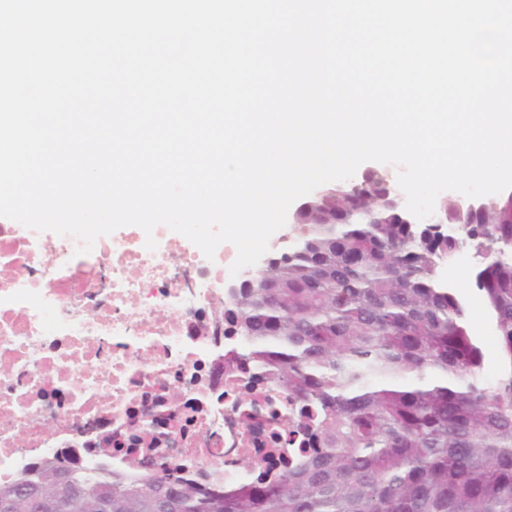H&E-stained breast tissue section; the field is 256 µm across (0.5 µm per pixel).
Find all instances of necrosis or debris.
Listing matches in <instances>:
<instances>
[{"label":"necrosis or debris","mask_w":512,"mask_h":512,"mask_svg":"<svg viewBox=\"0 0 512 512\" xmlns=\"http://www.w3.org/2000/svg\"><path fill=\"white\" fill-rule=\"evenodd\" d=\"M77 247L0 223V481L57 450L87 458L73 440L95 418L111 419L118 463L154 445L165 467L205 474L215 490L257 467L280 475L283 393L244 396L237 366L201 331L224 305L225 247L211 259L130 235Z\"/></svg>","instance_id":"4bbe7bcc"}]
</instances>
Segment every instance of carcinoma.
I'll list each match as a JSON object with an SVG mask.
<instances>
[{
  "label": "carcinoma",
  "instance_id": "1",
  "mask_svg": "<svg viewBox=\"0 0 512 512\" xmlns=\"http://www.w3.org/2000/svg\"><path fill=\"white\" fill-rule=\"evenodd\" d=\"M394 180L369 171L317 191L328 215L225 297L231 361L284 392L310 424L301 462L267 483L209 491L186 476L153 477L144 463L80 471L103 486L110 512H512V369L494 382L452 288L438 276L462 244L482 253L476 286L512 365V191L473 208L445 201L446 224H403L383 198ZM31 470L51 487L55 464ZM16 475L0 481V512H104L85 494L34 498Z\"/></svg>",
  "mask_w": 512,
  "mask_h": 512
}]
</instances>
